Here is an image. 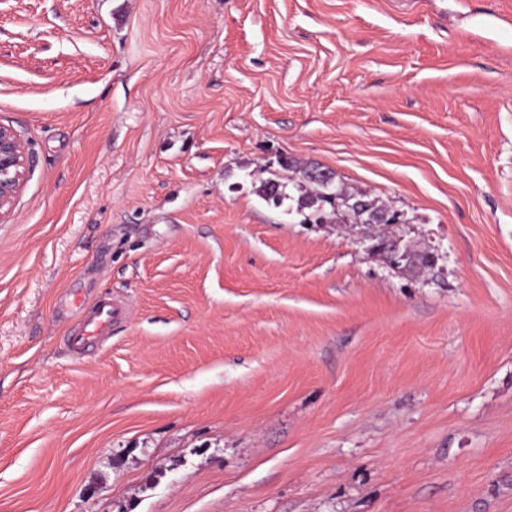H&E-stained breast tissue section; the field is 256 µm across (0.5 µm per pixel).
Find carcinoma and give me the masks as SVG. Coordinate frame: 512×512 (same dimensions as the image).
Returning a JSON list of instances; mask_svg holds the SVG:
<instances>
[{"instance_id": "obj_1", "label": "carcinoma", "mask_w": 512, "mask_h": 512, "mask_svg": "<svg viewBox=\"0 0 512 512\" xmlns=\"http://www.w3.org/2000/svg\"><path fill=\"white\" fill-rule=\"evenodd\" d=\"M278 165L288 172V182H283L280 176L263 180L260 197L275 206L287 199L294 202L295 212L303 216V224H376L380 215L393 212L387 204L365 194L348 192L336 181L333 172L320 166H302L294 159H282ZM432 267L426 254L417 252L410 253L397 265L399 270L419 272L430 271Z\"/></svg>"}]
</instances>
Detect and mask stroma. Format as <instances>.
I'll use <instances>...</instances> for the list:
<instances>
[{
  "label": "stroma",
  "instance_id": "obj_1",
  "mask_svg": "<svg viewBox=\"0 0 512 512\" xmlns=\"http://www.w3.org/2000/svg\"><path fill=\"white\" fill-rule=\"evenodd\" d=\"M0 124V512H512V0H0ZM28 159L20 136L10 126L0 124V218L9 213L24 186ZM278 165L288 172V186L292 184L299 192L298 196L293 198L288 193L286 197L287 183L276 174L262 181L259 195L275 207L281 206L285 200L293 201L295 212L303 216L300 223L390 224L388 221L379 222L378 217L395 210L366 194L348 192L343 184L336 181L333 172L315 165L301 166L294 159H282ZM331 194L333 199H330ZM389 241L384 243H377L375 234L367 230H354L352 232L353 243L362 251L368 254L382 253L385 260L390 267L397 270H417L419 272L431 271L434 268V263L427 261L425 253L411 252L407 257L400 260L397 267H395L398 256L401 254L403 245L400 236H391ZM127 314L128 305L124 301L112 296L99 298L89 306L78 335L72 338V345L79 348L111 336L113 324L123 320Z\"/></svg>",
  "mask_w": 512,
  "mask_h": 512
}]
</instances>
